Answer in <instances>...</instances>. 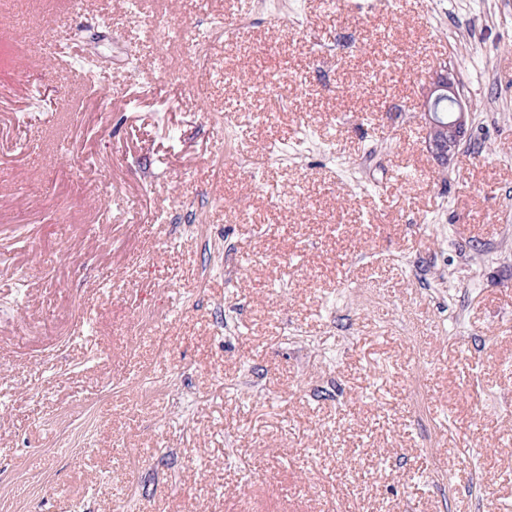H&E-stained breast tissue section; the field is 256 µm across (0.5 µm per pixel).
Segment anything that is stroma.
<instances>
[{"instance_id": "1", "label": "stroma", "mask_w": 512, "mask_h": 512, "mask_svg": "<svg viewBox=\"0 0 512 512\" xmlns=\"http://www.w3.org/2000/svg\"><path fill=\"white\" fill-rule=\"evenodd\" d=\"M0 512H512V0H0ZM448 101V114L441 105ZM421 116L425 126L424 147L441 168L456 158L461 143L468 136L472 113L462 98L461 89L447 65H440L428 77Z\"/></svg>"}]
</instances>
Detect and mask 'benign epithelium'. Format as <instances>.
I'll return each instance as SVG.
<instances>
[{
    "label": "benign epithelium",
    "instance_id": "obj_1",
    "mask_svg": "<svg viewBox=\"0 0 512 512\" xmlns=\"http://www.w3.org/2000/svg\"><path fill=\"white\" fill-rule=\"evenodd\" d=\"M421 116L426 152L439 167H448L468 136L472 119L459 83L448 66L440 65L429 75Z\"/></svg>",
    "mask_w": 512,
    "mask_h": 512
}]
</instances>
